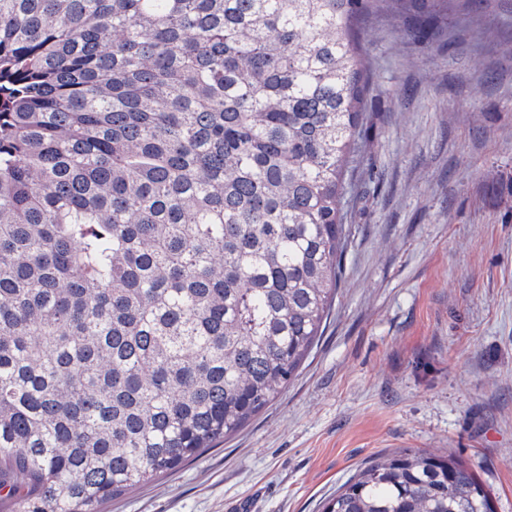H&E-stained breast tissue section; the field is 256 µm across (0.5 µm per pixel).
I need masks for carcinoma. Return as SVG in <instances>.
I'll return each instance as SVG.
<instances>
[{
    "label": "carcinoma",
    "mask_w": 512,
    "mask_h": 512,
    "mask_svg": "<svg viewBox=\"0 0 512 512\" xmlns=\"http://www.w3.org/2000/svg\"><path fill=\"white\" fill-rule=\"evenodd\" d=\"M431 37L457 0H393ZM365 0H0V509L99 512L215 447L323 334ZM380 455L322 512H491Z\"/></svg>",
    "instance_id": "carcinoma-1"
}]
</instances>
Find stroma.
<instances>
[{"mask_svg":"<svg viewBox=\"0 0 512 512\" xmlns=\"http://www.w3.org/2000/svg\"><path fill=\"white\" fill-rule=\"evenodd\" d=\"M364 125L323 335L217 447L100 512H321L365 462L461 458L512 512V7L418 43L376 0L359 24Z\"/></svg>","mask_w":512,"mask_h":512,"instance_id":"1","label":"stroma"}]
</instances>
